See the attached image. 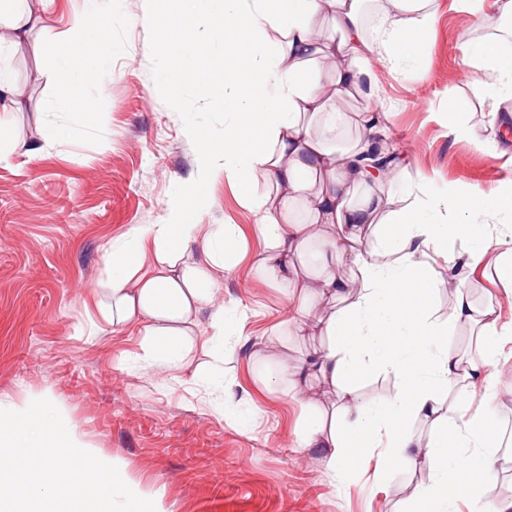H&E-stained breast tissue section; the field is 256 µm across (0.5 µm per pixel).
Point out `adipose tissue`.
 <instances>
[{"instance_id": "adipose-tissue-1", "label": "adipose tissue", "mask_w": 512, "mask_h": 512, "mask_svg": "<svg viewBox=\"0 0 512 512\" xmlns=\"http://www.w3.org/2000/svg\"><path fill=\"white\" fill-rule=\"evenodd\" d=\"M365 2L153 0L146 22L171 33V55L194 71L198 85L208 88L211 73L223 70L224 133L199 136L197 173L164 223L131 227L106 251L91 302L103 324L138 333L143 359L179 369L198 349L206 359L194 377L211 372L229 324L216 292L241 256L234 229L199 221L211 174L222 168L259 217L263 247L256 268L290 290V326L330 339L309 354L292 384L297 392L310 379L320 386L307 402L300 447L332 472L348 459L370 457L379 481L432 460V481L417 487L399 512H447L454 495L468 500L471 512H512V496H483L497 479L494 413L476 416L466 407L477 379L495 402L487 369L498 345L512 341V329L500 325L494 307L477 309L462 289L447 319L437 317L438 281L429 264L441 258L452 280L459 268L476 267L490 222H512V181L489 194L452 185L434 195L401 171L395 180L408 203L390 212L382 192L368 190L369 173L358 157L368 137L384 133L385 115L348 114L337 104L370 86L373 59L394 69L418 64L436 11L434 0H389L368 27ZM496 3L493 34L469 53L498 106L512 102V0ZM203 18L211 24L204 43L195 36ZM52 62L62 78L59 103L74 122L46 125L44 139L61 145L102 118L87 91L111 70L112 36L101 0H83L79 21L54 46ZM350 124L363 141L327 143L326 132ZM342 265L357 268V278L339 274ZM471 325L481 356L467 362L448 338ZM370 373L396 379L392 398L368 403L358 396V381ZM417 422L428 431H415Z\"/></svg>"}]
</instances>
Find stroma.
I'll return each mask as SVG.
<instances>
[{"label": "stroma", "mask_w": 512, "mask_h": 512, "mask_svg": "<svg viewBox=\"0 0 512 512\" xmlns=\"http://www.w3.org/2000/svg\"><path fill=\"white\" fill-rule=\"evenodd\" d=\"M495 0H435L437 20L417 70L374 62L376 91L347 99L345 112L387 115L402 167L434 193L448 185L491 191L512 180V156L498 137L512 112L490 117L479 71L466 48L490 34ZM82 0H55L45 13L29 0L23 41L0 51L13 95L0 96V120L13 149L0 159V407L51 401L69 432L122 466L161 512H393L430 480L424 464L372 480L365 464L329 472L296 435L305 396L288 391L323 336L285 326L287 291L259 277L257 217L216 173L204 224L235 226L242 260L221 284L226 312L240 323L224 347V369L206 380L137 362L139 338L91 334L85 304L104 273L105 251L135 225L163 223L169 203L198 166L190 126L224 130V100L184 77L178 102L164 84L177 66L160 55L157 32L143 24L148 0H107L112 72L88 92L102 121L77 140L46 144L47 123L69 121L57 102L52 47L65 40ZM462 103L470 137L448 134ZM489 251L463 286L480 282L476 306L494 305L512 326V286L498 281ZM500 390L495 421L512 441V343L490 367Z\"/></svg>", "instance_id": "35a3bbf8"}]
</instances>
